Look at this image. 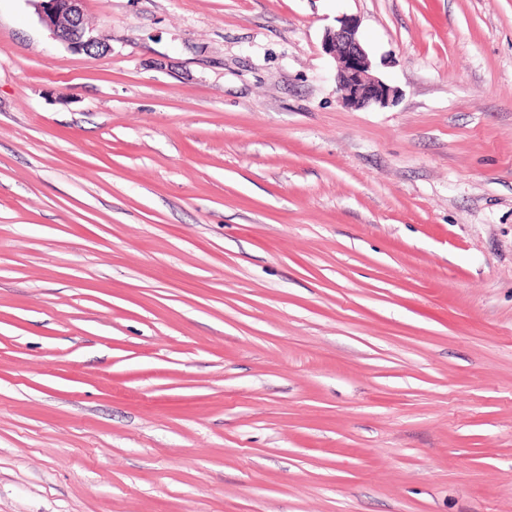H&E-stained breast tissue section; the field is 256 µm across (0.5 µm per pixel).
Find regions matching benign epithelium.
<instances>
[{
  "mask_svg": "<svg viewBox=\"0 0 512 512\" xmlns=\"http://www.w3.org/2000/svg\"><path fill=\"white\" fill-rule=\"evenodd\" d=\"M37 15L52 38L69 49L87 54L98 49L109 51L108 45L92 34L82 10V0H35ZM326 52L339 60L336 86L343 104L364 107L386 105L395 91L372 72V62L358 37V23L344 18L338 28L326 33Z\"/></svg>",
  "mask_w": 512,
  "mask_h": 512,
  "instance_id": "obj_1",
  "label": "benign epithelium"
}]
</instances>
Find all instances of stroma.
Masks as SVG:
<instances>
[{
  "instance_id": "35a3bbf8",
  "label": "stroma",
  "mask_w": 512,
  "mask_h": 512,
  "mask_svg": "<svg viewBox=\"0 0 512 512\" xmlns=\"http://www.w3.org/2000/svg\"><path fill=\"white\" fill-rule=\"evenodd\" d=\"M82 10L0 0V512H512V0ZM41 23L52 38L76 52L99 54L109 51L108 45L92 34L82 10L83 0H34ZM358 23L353 18H343L338 28L329 30L324 39V49L340 66L336 86L343 104L364 107L371 104L386 105L395 97V91L372 72V62L358 37Z\"/></svg>"
}]
</instances>
